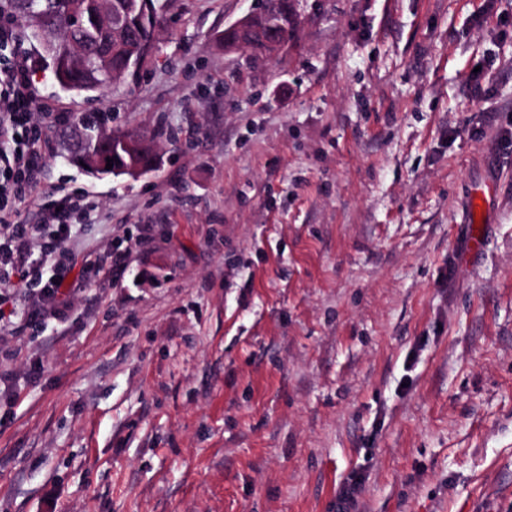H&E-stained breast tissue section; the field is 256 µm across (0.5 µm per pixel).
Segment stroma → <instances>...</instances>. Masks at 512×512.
<instances>
[{"mask_svg": "<svg viewBox=\"0 0 512 512\" xmlns=\"http://www.w3.org/2000/svg\"><path fill=\"white\" fill-rule=\"evenodd\" d=\"M261 2L159 0L96 102L36 67L157 160L56 139L20 208L88 196L72 249L128 257L0 330V512H512V0H300L278 59L224 51ZM103 112H88L75 119V121L60 131L62 138L68 143L70 150V160L80 165L83 158L85 144L92 148L93 162L88 168H84L87 173L96 176H114L117 175L126 167L129 166L132 160L141 164L143 167L152 166V150L148 145L141 147L135 157H132L125 150L132 152L141 137L135 133L123 132V138L119 144L122 148H112L113 141L112 135L109 142H96L99 136L103 135L106 129L104 119L101 114ZM95 145V146H94ZM106 158L113 159V166L111 169H106ZM81 166V165H80ZM82 167V166H81ZM360 492L359 482L350 479L344 483L337 497L336 512H356L357 498Z\"/></svg>", "mask_w": 512, "mask_h": 512, "instance_id": "1", "label": "stroma"}]
</instances>
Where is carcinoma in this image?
<instances>
[{
	"label": "carcinoma",
	"mask_w": 512,
	"mask_h": 512,
	"mask_svg": "<svg viewBox=\"0 0 512 512\" xmlns=\"http://www.w3.org/2000/svg\"><path fill=\"white\" fill-rule=\"evenodd\" d=\"M141 0H8L7 16L18 27L20 39L29 40L28 30L45 28L53 43L50 58L53 79L60 90L88 98L108 88L129 69L130 61L153 41L156 10H143ZM135 8L140 24L134 37L123 36L112 28V15ZM105 123L98 112H88L61 130L68 143L70 160L78 164L85 146L93 151V162L86 172L96 176H117L131 161L152 166V150L141 147L136 156L100 142ZM112 168H106L107 160Z\"/></svg>",
	"instance_id": "obj_1"
}]
</instances>
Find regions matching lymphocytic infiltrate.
I'll return each mask as SVG.
<instances>
[{"instance_id":"f902f5d3","label":"lymphocytic infiltrate","mask_w":512,"mask_h":512,"mask_svg":"<svg viewBox=\"0 0 512 512\" xmlns=\"http://www.w3.org/2000/svg\"><path fill=\"white\" fill-rule=\"evenodd\" d=\"M19 35L0 22V48L14 53L0 58V322L23 316L26 324L61 320L69 307L73 270L93 276L122 268V252L76 257L69 244L95 209L91 199L61 200L45 209L40 223L19 222L18 213L40 181L41 159L49 143L45 128L62 123L60 112H41L42 102L32 82V66L18 51ZM41 261H34V253ZM29 299L26 312L17 313L12 289Z\"/></svg>"}]
</instances>
